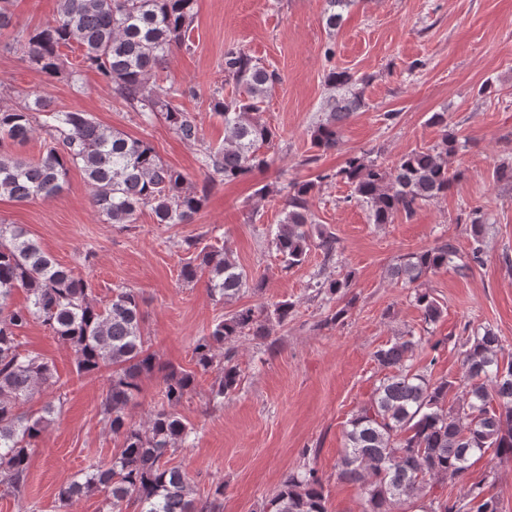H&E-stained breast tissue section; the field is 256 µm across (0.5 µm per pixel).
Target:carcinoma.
<instances>
[{"instance_id":"1","label":"carcinoma","mask_w":512,"mask_h":512,"mask_svg":"<svg viewBox=\"0 0 512 512\" xmlns=\"http://www.w3.org/2000/svg\"><path fill=\"white\" fill-rule=\"evenodd\" d=\"M197 0H58L55 19L40 30L18 33L7 49L41 73L54 77L66 69L63 49L77 46L79 67L69 70L77 79L79 68H92L112 88L115 98L139 112L148 122L158 113L182 140L202 144V183L163 162L146 138H132L100 125L78 109H58L46 95L15 106L0 107V196L14 201L49 199L61 194L68 171L80 169L91 187L92 206L105 224H134L148 208L159 224H189L205 206L207 188L245 178L267 165L261 148L271 144L275 131L262 122L267 97L279 74L237 48L224 52V74L235 95L220 91L210 97L209 110L224 120V146L204 144L196 117L174 103L184 92L157 85L158 69L173 50L188 46ZM325 25L341 23L351 0H325ZM327 85L343 94L329 96L325 118L313 128L312 145L326 153L340 144V128L364 105L362 95L350 90L355 79L346 70H330ZM46 112L51 122L42 126L43 146L35 159H23L10 146L28 141L35 132V114ZM458 151L456 137L442 134L426 151L402 156L388 168L364 153L348 157L336 171L314 180L294 181L284 194L285 211L271 231V243L281 269L301 266L311 250L327 261L338 253L336 234L315 223L311 200L322 185L343 182L366 205L373 224H390L403 214L412 217L424 203L448 192L454 176L448 158ZM472 239L468 261L458 264V248L450 238L436 245L403 254L389 269L391 278L417 285L415 305L428 325L442 309L422 280L448 268L465 274L483 263L484 220L471 213ZM187 258L180 276L188 283L209 270L207 289L217 301L229 302L245 291L247 274L231 255L201 238L183 241ZM310 287L332 299L344 296L349 278L312 277ZM26 293V304L11 305L13 294ZM92 285L74 269L64 266L18 224L0 222V487L23 501L28 481L29 449L41 440L52 416L64 404L61 384L52 362L21 348L19 332L38 321L76 355L79 376L111 370L99 404V413L121 446L110 461L92 462L61 487L65 505L101 494L107 512H221L224 485L213 498L193 496L188 474L170 465V456L191 434L177 413L184 397L195 387L196 373L171 367L163 380L161 406L145 425L133 422L129 405L141 392L142 379L156 367L143 331V299L132 288H114L103 305L96 302ZM294 303L279 300L258 307L244 306L217 321L195 342L194 364L217 373L211 397L221 402L240 380L224 343L240 336L266 339L271 327L288 323ZM424 337L412 331L378 348L374 361L385 370L373 396L348 421L339 463V478L357 486L363 512H407L430 481L460 486L453 499L441 494L421 506L422 512H501L492 493L496 483L489 471L468 484L472 460L493 450L500 462H512V359L501 355L499 337L485 326L460 345L462 374L434 380L415 368L413 358ZM58 392L35 413L24 409L40 389ZM263 512H328L322 478L313 468L288 472L269 497Z\"/></svg>"}]
</instances>
